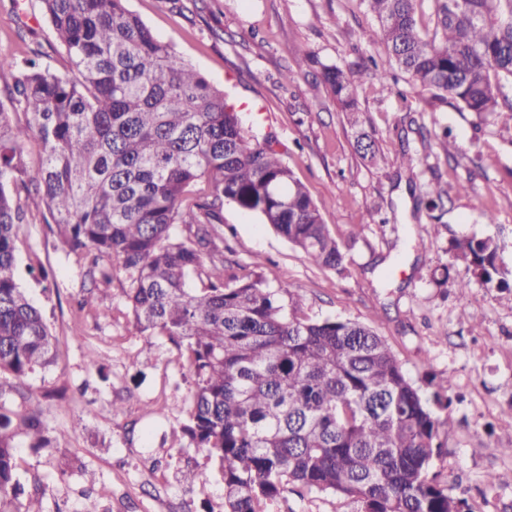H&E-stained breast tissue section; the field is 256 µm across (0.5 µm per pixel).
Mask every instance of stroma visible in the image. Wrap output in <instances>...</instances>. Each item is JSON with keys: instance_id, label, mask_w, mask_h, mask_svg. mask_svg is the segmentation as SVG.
Listing matches in <instances>:
<instances>
[{"instance_id": "stroma-1", "label": "stroma", "mask_w": 512, "mask_h": 512, "mask_svg": "<svg viewBox=\"0 0 512 512\" xmlns=\"http://www.w3.org/2000/svg\"><path fill=\"white\" fill-rule=\"evenodd\" d=\"M159 38L196 66L238 105L257 111L295 176L320 205L331 232L347 243L345 275L311 263L255 215L225 203L224 256L245 276L288 286L304 314L373 324L410 378L448 379L460 396L451 415L448 453L434 468L473 512H512V290L472 279L451 263L448 245L489 236L499 263L512 271V123L487 121L435 105L428 91L405 82L379 84L371 59L383 53L366 0H127ZM43 53L66 72L64 50L41 0H0V51ZM314 53L350 69L365 130L382 151L407 135L411 168L372 164L356 151L345 112L316 71L297 70L294 54ZM444 191L436 213L416 208L433 186ZM27 213L17 231L19 282L41 309L59 359L35 369L9 407L38 410L50 445H21L17 474L22 512H224V484L202 448L182 433L192 377L162 336L137 334L114 275L97 288L82 260L55 244L41 197L22 196ZM495 223H486L485 212ZM449 266L447 283L432 279ZM468 281L467 299L455 284ZM95 293L94 308H80ZM108 317H101V310ZM481 323L472 333V320ZM123 413L113 416V405ZM190 469L207 481L182 478ZM498 474L486 488L487 474ZM329 494L285 493L272 512H354Z\"/></svg>"}]
</instances>
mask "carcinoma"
Masks as SVG:
<instances>
[{
    "label": "carcinoma",
    "instance_id": "cac0c4a2",
    "mask_svg": "<svg viewBox=\"0 0 512 512\" xmlns=\"http://www.w3.org/2000/svg\"><path fill=\"white\" fill-rule=\"evenodd\" d=\"M70 70L56 73L35 51L0 52L4 92L24 106L26 126L0 105V512H21L15 437L47 444L39 412L2 402L59 350L42 312L21 288L17 226L21 194L41 196L58 242L92 256L101 282L124 274L138 333L164 336L193 381L183 432L204 448L224 481L225 512H268L288 487L346 498L355 512H472L448 493L434 461L454 427L444 379L431 392L408 376L372 325L313 320L299 296L240 276L224 264V202L258 215L316 265L346 270V252L319 206L267 136L126 0H41ZM385 57L434 103L478 116L509 112L512 0H434L435 30L421 33L416 0H366ZM322 78L358 127L352 72ZM36 137L34 165L23 144ZM362 157L385 160L360 133ZM200 180L208 192L189 199ZM187 232L179 235L175 226ZM453 261L485 284L506 287L498 244L475 235L449 242Z\"/></svg>",
    "mask_w": 512,
    "mask_h": 512
}]
</instances>
